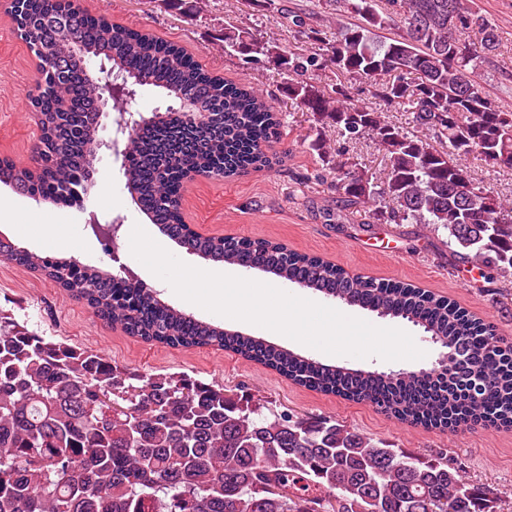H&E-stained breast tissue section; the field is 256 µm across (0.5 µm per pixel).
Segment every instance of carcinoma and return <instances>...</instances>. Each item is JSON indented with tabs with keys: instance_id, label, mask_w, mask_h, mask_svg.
Returning <instances> with one entry per match:
<instances>
[{
	"instance_id": "1",
	"label": "carcinoma",
	"mask_w": 512,
	"mask_h": 512,
	"mask_svg": "<svg viewBox=\"0 0 512 512\" xmlns=\"http://www.w3.org/2000/svg\"><path fill=\"white\" fill-rule=\"evenodd\" d=\"M336 31L305 28L325 54L288 55L230 28L224 44L288 72V99L311 113V148L327 157L323 129L374 138L385 157L373 177L350 159L330 186L380 224H423L479 270L512 276V201L476 185L468 158L512 169V112L470 75L491 63L497 27L465 0H335ZM360 16L345 23L342 14ZM17 32L42 63L31 104L40 135L34 165L0 159V183L49 203L75 204L97 143L102 82L84 58L107 61L127 86H152L192 110L166 108L126 141L127 189L187 252L257 269L327 298L418 325L455 348L447 377L326 365L195 319L143 283L28 250L0 260L39 271L130 336L174 347L217 346L287 380L371 403L411 425L512 427V343L445 297L410 284L373 287L320 257L275 241L205 236L185 224V174L233 178L271 166L281 117L248 83L206 71L182 47L70 0H23ZM396 30L392 37L379 30ZM332 65L368 84L378 103L347 87L321 88L308 72ZM407 112L413 131L386 122ZM433 132L445 148L428 142ZM501 498L443 455L393 448L334 418L276 411L247 394L186 375H132L97 352L53 341L0 312V512H504Z\"/></svg>"
}]
</instances>
